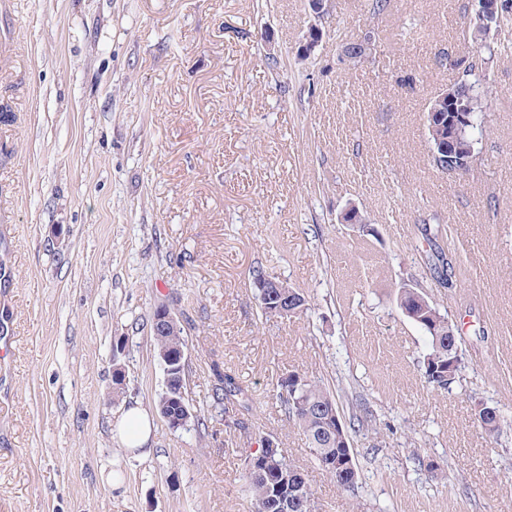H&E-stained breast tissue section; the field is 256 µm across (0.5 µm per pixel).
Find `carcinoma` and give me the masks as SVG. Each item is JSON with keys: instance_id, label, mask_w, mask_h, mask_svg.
<instances>
[{"instance_id": "carcinoma-1", "label": "carcinoma", "mask_w": 512, "mask_h": 512, "mask_svg": "<svg viewBox=\"0 0 512 512\" xmlns=\"http://www.w3.org/2000/svg\"><path fill=\"white\" fill-rule=\"evenodd\" d=\"M503 44L486 46L479 51V61L471 66V72L464 78L456 79L448 86L452 98L438 99L433 97L427 103L426 110L439 112L442 122H448V105H453L458 112L469 115L471 123L463 127L456 143V152L466 157L476 150L478 139L475 132L482 129L484 112L488 110V102L493 96L490 86L491 70L494 61L501 55ZM277 289L270 288V297L266 303L260 304L263 314L272 317L288 318L306 309L307 299L304 293L293 289L299 303L294 310L282 312L278 298L271 297ZM420 319L414 324L421 328L429 341V352L423 359V377L425 382L437 390H447L456 382L462 369L465 368L461 345V336L457 325L431 302L426 307L418 308ZM157 353H175L186 348L185 336L155 337ZM218 381V390L222 394L214 398L212 407L224 414V401L238 395H244V389L236 378L214 368ZM300 383L295 388L288 387V378L279 382V398L291 418L303 432L308 447L311 448L318 466L331 479L341 465L349 462L356 464L353 448L341 449L336 445V435L332 428L336 419L329 416L330 410H338L335 397L319 383L308 379L305 375L295 373ZM476 421L484 433L497 437L503 431L506 421L500 409L494 405L482 404L477 408ZM245 478L249 493L254 502L255 512H283V501H288V512H314V497L306 476L278 452L268 450L262 457L252 453L245 459Z\"/></svg>"}]
</instances>
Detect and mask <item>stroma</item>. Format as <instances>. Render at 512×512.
<instances>
[{"label": "stroma", "instance_id": "obj_1", "mask_svg": "<svg viewBox=\"0 0 512 512\" xmlns=\"http://www.w3.org/2000/svg\"><path fill=\"white\" fill-rule=\"evenodd\" d=\"M471 0H331L296 61L308 0H9L0 15V512H252L246 454L263 438L307 475L316 512H512V53L470 174L436 170L428 100L456 70ZM377 49L344 61L342 39ZM413 84H405L406 76ZM357 207L365 224L339 218ZM442 224L457 286L433 276ZM305 292L262 317L256 272ZM422 289L463 330L465 367L425 383L428 340L397 305ZM187 340L186 397L210 413L213 364L248 398L172 430L149 317ZM125 349L112 396V350ZM334 393L361 490L319 469L280 377ZM507 425L492 439L478 403ZM146 455L112 438L127 406Z\"/></svg>", "mask_w": 512, "mask_h": 512}]
</instances>
